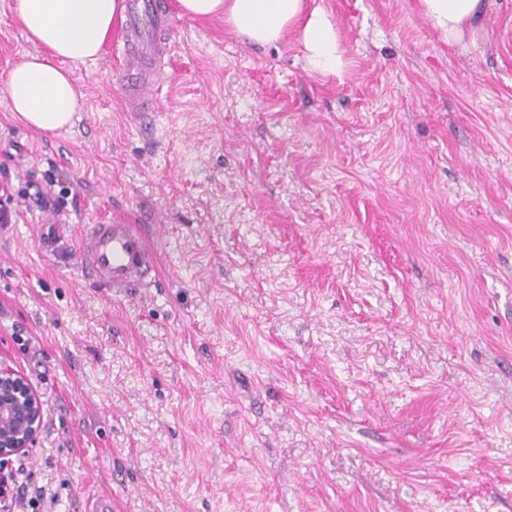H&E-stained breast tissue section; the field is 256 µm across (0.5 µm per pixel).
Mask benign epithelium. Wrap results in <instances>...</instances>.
I'll list each match as a JSON object with an SVG mask.
<instances>
[{
    "label": "benign epithelium",
    "instance_id": "7a95c632",
    "mask_svg": "<svg viewBox=\"0 0 512 512\" xmlns=\"http://www.w3.org/2000/svg\"><path fill=\"white\" fill-rule=\"evenodd\" d=\"M42 420V403L28 381L0 365V460L31 447Z\"/></svg>",
    "mask_w": 512,
    "mask_h": 512
}]
</instances>
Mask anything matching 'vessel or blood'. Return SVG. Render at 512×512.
Listing matches in <instances>:
<instances>
[{
	"mask_svg": "<svg viewBox=\"0 0 512 512\" xmlns=\"http://www.w3.org/2000/svg\"><path fill=\"white\" fill-rule=\"evenodd\" d=\"M124 4L118 42L125 106L130 112H152L165 79L164 61L172 50L174 17L168 0H124ZM83 230L80 271L84 277L115 294L154 283L157 268L145 226L118 214L109 223L87 224ZM64 231V225L49 224L39 239L42 250L61 253Z\"/></svg>",
	"mask_w": 512,
	"mask_h": 512,
	"instance_id": "obj_1",
	"label": "vessel or blood"
}]
</instances>
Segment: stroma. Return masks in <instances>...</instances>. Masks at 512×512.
Wrapping results in <instances>:
<instances>
[{
    "label": "stroma",
    "mask_w": 512,
    "mask_h": 512,
    "mask_svg": "<svg viewBox=\"0 0 512 512\" xmlns=\"http://www.w3.org/2000/svg\"><path fill=\"white\" fill-rule=\"evenodd\" d=\"M0 0L14 189L73 185L70 260L0 224V363L43 402L47 512H512V0L448 43L418 0H320L345 50L176 16L157 109L75 69L71 128L14 119L33 46ZM160 224L132 297L81 276L83 225Z\"/></svg>",
    "instance_id": "1"
}]
</instances>
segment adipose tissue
<instances>
[{
	"label": "adipose tissue",
	"instance_id": "1",
	"mask_svg": "<svg viewBox=\"0 0 512 512\" xmlns=\"http://www.w3.org/2000/svg\"><path fill=\"white\" fill-rule=\"evenodd\" d=\"M192 19L223 17L236 35L260 46L298 30L311 71L339 74L345 66L336 22L317 0H177ZM419 8L449 42L475 33L485 0H419ZM10 10L34 45L11 69L6 84L9 110L33 129L60 131L79 108L73 70L96 61L124 11L123 0H13Z\"/></svg>",
	"mask_w": 512,
	"mask_h": 512
}]
</instances>
